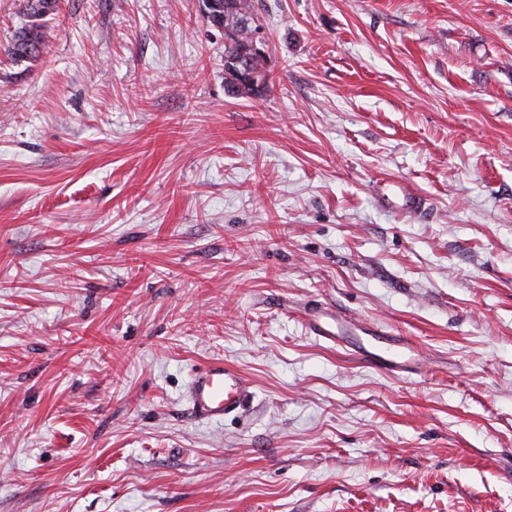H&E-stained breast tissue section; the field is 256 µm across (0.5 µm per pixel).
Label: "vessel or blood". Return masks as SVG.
Here are the masks:
<instances>
[{"label": "vessel or blood", "mask_w": 512, "mask_h": 512, "mask_svg": "<svg viewBox=\"0 0 512 512\" xmlns=\"http://www.w3.org/2000/svg\"><path fill=\"white\" fill-rule=\"evenodd\" d=\"M378 202L385 208H398L403 214L422 213L427 204L418 193L405 188L395 192L386 186L381 187ZM303 320L311 335L328 342H336L343 333H350L353 351L367 358L375 367L398 375L416 371L415 357L409 346L396 337L386 335L377 326L360 321L344 324L340 313L332 307L306 309ZM252 394L250 379L221 358L209 360L196 372L187 390L193 414L207 421H221L239 413Z\"/></svg>", "instance_id": "vessel-or-blood-1"}]
</instances>
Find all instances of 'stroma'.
<instances>
[{
    "label": "stroma",
    "instance_id": "stroma-1",
    "mask_svg": "<svg viewBox=\"0 0 512 512\" xmlns=\"http://www.w3.org/2000/svg\"><path fill=\"white\" fill-rule=\"evenodd\" d=\"M255 4L238 98L202 0H59L21 64L0 0V512H512V0ZM212 358L254 384L221 424ZM394 192L385 184L381 185L378 203L384 208L398 207L402 214H419L425 211L427 200L420 194L398 187ZM303 321L311 335L326 342L336 343L344 332L357 336L349 347L377 368L398 375L417 372L415 356L409 346L394 336H386L377 326L360 321L346 326L334 307L304 309ZM253 394L250 379L221 358L209 360L190 380L187 397L200 420L222 421L241 411Z\"/></svg>",
    "mask_w": 512,
    "mask_h": 512
}]
</instances>
